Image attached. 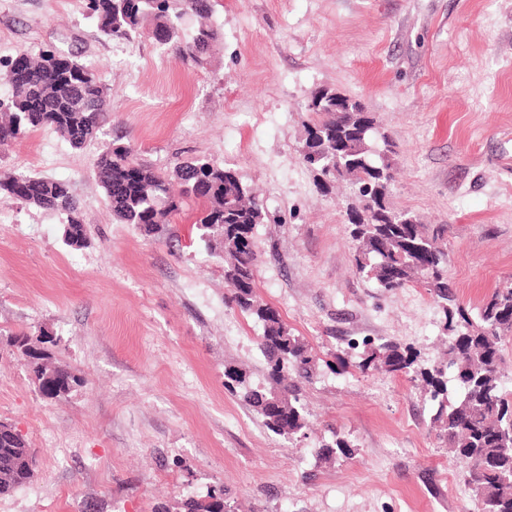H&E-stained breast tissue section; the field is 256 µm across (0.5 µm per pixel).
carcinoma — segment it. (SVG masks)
<instances>
[{
    "label": "carcinoma",
    "mask_w": 512,
    "mask_h": 512,
    "mask_svg": "<svg viewBox=\"0 0 512 512\" xmlns=\"http://www.w3.org/2000/svg\"><path fill=\"white\" fill-rule=\"evenodd\" d=\"M99 33L107 39L130 40L146 35L166 47L179 60L205 69L213 46L222 39L212 22L213 0H87ZM42 49L21 60L25 81H10L13 93L0 103V143L51 129L75 149H82L97 135L112 112L106 86L76 56L59 53L62 70L47 68ZM314 146L325 155V167L317 168L320 185L331 186L340 178L361 187L382 182V191L347 211L350 235L357 243L354 255L358 272L374 279L387 291L411 282L422 284L445 302L448 350L429 368L416 366L412 347L386 341L373 348L362 362L377 361L386 372L404 374L418 383L433 405V423L448 454L465 469L476 512H512V393L504 388V341L512 336V284L497 288L473 321L455 303L448 285V225L432 228L419 224L407 213H396L387 202L393 180L388 163L392 137L369 112H343L325 120L316 113L306 125ZM93 169L113 217L132 224L146 235L170 223L172 215L193 202L204 207L200 240L206 249L224 257L226 303L247 313L262 325L260 348L267 359L269 386L253 383L242 370H225V387L254 407L268 430L292 436L306 426L300 402L303 387L314 376L315 355L292 335L279 313L255 297L258 254L254 230L267 219L262 199L238 176L206 157L180 160L162 171L139 162L129 143L115 140L100 153ZM27 175L0 171V194L15 193V180ZM42 183L39 199L28 203L37 209L66 216L63 241L67 246L87 244V230L80 219V203L69 185L35 175ZM6 344L35 361L28 364L40 393L61 398L81 384L68 367L50 353L37 352L25 331L11 332ZM458 393L448 399V383ZM347 440L338 437L318 449L321 457L346 453ZM34 451L14 428H0V497L28 484L34 475ZM224 487L190 497L184 512H222Z\"/></svg>",
    "instance_id": "1"
}]
</instances>
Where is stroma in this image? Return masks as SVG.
Listing matches in <instances>:
<instances>
[{
    "label": "stroma",
    "mask_w": 512,
    "mask_h": 512,
    "mask_svg": "<svg viewBox=\"0 0 512 512\" xmlns=\"http://www.w3.org/2000/svg\"><path fill=\"white\" fill-rule=\"evenodd\" d=\"M211 69L155 41L104 38L84 0H0V100L10 64L45 46L78 56L114 105L81 150L51 130L0 146V169L65 181L85 247L63 218L0 197V330L48 336L83 383L47 399L0 344V421L37 452L0 512H183L224 486L232 512H470L465 472L442 448L419 389L370 366L365 342L446 334L436 298L384 291L353 266L349 191H322L301 150L311 91L362 101L396 143L391 208L448 227V282L469 316L512 282V0H215ZM157 168L205 156L258 188L257 299L311 347L308 426L284 438L224 387L267 384L262 327L230 307L224 264L189 204L163 232L118 223L93 171L114 140ZM344 436L348 454L320 459Z\"/></svg>",
    "instance_id": "stroma-1"
}]
</instances>
